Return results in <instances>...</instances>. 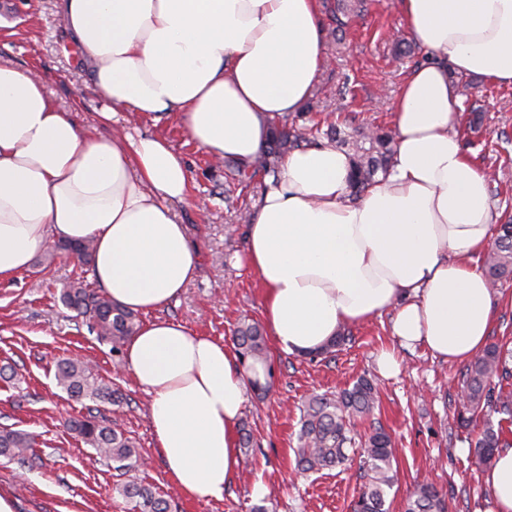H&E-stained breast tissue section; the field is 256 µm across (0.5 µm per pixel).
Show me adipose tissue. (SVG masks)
<instances>
[{
  "instance_id": "obj_1",
  "label": "adipose tissue",
  "mask_w": 512,
  "mask_h": 512,
  "mask_svg": "<svg viewBox=\"0 0 512 512\" xmlns=\"http://www.w3.org/2000/svg\"><path fill=\"white\" fill-rule=\"evenodd\" d=\"M427 55L402 84L392 166L349 197L348 156L331 144L288 153L247 224L244 261L276 345L310 353L345 325L393 311L405 347L465 362L495 307L476 260L494 216L489 179L452 127L450 72L512 84V0H398ZM97 91L134 116L175 114L215 158L247 168L271 122L299 111L327 64L318 0H61ZM184 157L160 136H90L30 71L0 62V275L30 268L49 241H92L98 284L149 313L199 269L175 205ZM125 366L150 397L155 446L181 493L223 499L238 469L250 381L224 343L172 319L141 327ZM478 512H512V448L485 470Z\"/></svg>"
}]
</instances>
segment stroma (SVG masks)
Returning <instances> with one entry per match:
<instances>
[{
  "mask_svg": "<svg viewBox=\"0 0 512 512\" xmlns=\"http://www.w3.org/2000/svg\"><path fill=\"white\" fill-rule=\"evenodd\" d=\"M325 28L344 6L341 41L326 39L330 58L311 97L299 113L313 125L339 118L351 126L392 127L391 104L423 55L396 58L395 35L408 29L396 0H319ZM0 61L38 72L47 94L73 120L95 135L138 132L166 138L181 152L192 176L187 203L175 208L201 266L177 300L156 310L203 335L231 343L243 320L263 322L262 293L256 274L238 264L244 252V222L258 183H238L226 166H215L206 151L185 134L171 116L126 121L116 115L111 127L97 123L105 102L92 84L80 45L67 33L58 0H0ZM461 98L456 129L463 146L500 188L491 195L495 222L512 217V85L486 82L475 75L452 74ZM482 115L479 126L470 113ZM92 280V268L58 254L52 266L36 256L28 271L0 277V429L33 436L28 463L0 464V496L13 499L15 512H130L113 487L124 477L97 457L67 420L85 416L90 400H69L57 386L56 363L78 357L104 379L116 383L125 401L118 424L139 446V480L170 499L173 512H350L362 479L360 462L319 473H299L294 450L300 407L314 394L351 387L371 378L379 401L371 420L358 423V433L379 423L393 438L397 482L387 501L390 512H402L414 484L429 481L447 495L448 512H478L489 496L474 463L472 430L457 424V394L463 364L442 362L425 350L401 348L391 334V313L350 326L352 339L332 355L309 358L268 343L272 388L266 397L248 393L242 421L251 429L255 447L241 451L235 479L220 500H192L175 487L157 455L149 415L150 398L130 372L116 370L111 347L89 334L64 307L59 294L76 277ZM393 352L401 365L397 376L384 377L377 365L381 352Z\"/></svg>",
  "mask_w": 512,
  "mask_h": 512,
  "instance_id": "35a3bbf8",
  "label": "stroma"
}]
</instances>
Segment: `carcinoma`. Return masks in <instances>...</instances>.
Listing matches in <instances>:
<instances>
[{"instance_id": "carcinoma-1", "label": "carcinoma", "mask_w": 512, "mask_h": 512, "mask_svg": "<svg viewBox=\"0 0 512 512\" xmlns=\"http://www.w3.org/2000/svg\"><path fill=\"white\" fill-rule=\"evenodd\" d=\"M349 148L350 197L359 199L376 181L378 174L387 173L393 161L395 134L383 128L366 131L355 128L348 132L337 123H329L326 130L288 123V116L276 118L268 145L249 169L236 168L240 182L279 175V160L299 147L321 144L320 136ZM57 249L70 252L80 263L92 259L93 245L89 241L67 243ZM486 273L491 281L512 277V221L497 225L496 237L486 261ZM62 304L77 312L88 332L111 344L112 352L119 354L139 330L134 312L100 294L82 277L66 283L60 291ZM240 359L252 365L265 362V338L255 323H241L233 336ZM55 379L67 395L76 401L88 399L99 404L120 406L121 390L96 374L92 368L74 358L61 360L56 367ZM512 382V367L507 356L496 344L486 347L471 361L463 372V392L458 399L460 424L473 418L487 417L484 429L475 441V459L480 465L491 463L495 451L512 447L503 437L502 423H512V393L504 390L503 383ZM377 403V389L373 382L362 377L352 387L337 395H314L300 409L297 465L305 472H319L344 464L349 455L345 444L352 443L349 426L356 419L373 413ZM498 421H492V415ZM70 427L100 456L112 463L113 469L125 474L136 469L140 461L138 446L117 425L93 412L71 422ZM30 437L13 430L0 431V457L23 463L26 461ZM366 481L357 499L351 504L352 512H388L386 499L396 483L393 463L395 448L391 437L376 428L360 445ZM121 497L133 504L134 512H170V502L155 494L150 487L136 478L115 485ZM404 512H447L445 495L431 483H420L408 495Z\"/></svg>"}]
</instances>
